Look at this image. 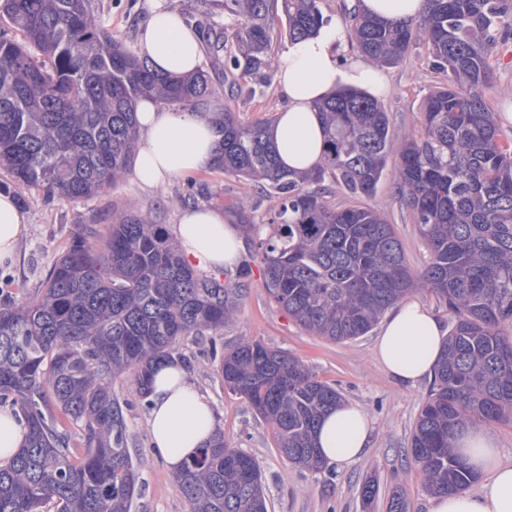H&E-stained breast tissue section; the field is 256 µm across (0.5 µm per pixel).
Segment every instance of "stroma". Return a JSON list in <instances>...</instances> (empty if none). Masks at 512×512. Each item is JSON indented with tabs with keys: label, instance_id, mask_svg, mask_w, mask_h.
<instances>
[{
	"label": "stroma",
	"instance_id": "obj_1",
	"mask_svg": "<svg viewBox=\"0 0 512 512\" xmlns=\"http://www.w3.org/2000/svg\"><path fill=\"white\" fill-rule=\"evenodd\" d=\"M92 6L104 29L127 46L136 45L139 29L149 16L150 0H92ZM496 37L494 80L484 95L494 109L502 135L512 139V120L506 117L512 108V20L499 26ZM211 61V54H204L202 66L212 71L214 101L231 106L245 122L274 117L281 103L274 81L238 75L229 82L222 69L212 68ZM384 74L388 88L379 93L378 101L389 117V158L394 161L404 135L420 127L424 99L446 78L432 69L421 45L414 46L398 65L385 68ZM193 181L208 189L207 205L223 209L230 223L260 227L259 233L243 236L242 258L249 262L250 274L243 276L235 269L217 274L228 287L242 289L232 319L216 338L187 336L178 349L195 382L216 407L226 443L256 459L268 512H388L389 498L396 489L404 495L407 512H430L431 496L425 489L424 476L408 451L430 380L406 387L389 376L373 353L377 332L336 343L310 335L297 325L269 298L256 258L258 237L269 232L265 222L273 199L253 183L211 167L197 173ZM187 183L179 179L158 190H145L126 177L89 200H49L36 189L23 192L19 199L27 216V231L20 243L18 261L0 267V298L16 302L35 298L74 231L82 225L106 230L113 211L135 208L168 232H175L180 211L191 204ZM366 203L384 209L408 264L422 270L429 258L426 243L410 212L395 199L390 182L381 181ZM246 341L262 342L303 361L319 379L336 387L344 403L365 410L374 430L371 444L357 464L313 473L288 463L277 446L273 426L258 416L243 396L225 387L210 358L211 343L229 350ZM112 393L123 410L132 460L140 467L141 484L130 512H190L172 472L150 450L148 406L137 397L130 376L113 377ZM369 478L375 480L377 494L367 504L362 487Z\"/></svg>",
	"mask_w": 512,
	"mask_h": 512
}]
</instances>
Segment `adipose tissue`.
<instances>
[{"label":"adipose tissue","mask_w":512,"mask_h":512,"mask_svg":"<svg viewBox=\"0 0 512 512\" xmlns=\"http://www.w3.org/2000/svg\"><path fill=\"white\" fill-rule=\"evenodd\" d=\"M348 30L332 18L316 33L291 41L275 63V84L283 104L270 131L271 145L286 167L300 173L320 161L325 140L318 104L345 88L370 93L386 89V78L361 56H348ZM136 53L161 74L190 75L202 64L199 33L179 10L156 0L141 28ZM216 107L200 104L178 112L154 98L137 105L139 144L129 173L146 189L165 187L176 178L210 166L222 136L211 120ZM26 232V215L15 195L0 192V265H14ZM177 237L185 259L195 268L217 271L240 260L241 239L222 210L191 206L183 210ZM442 322L415 298L400 301L387 315L374 346L384 369L413 386L432 376L443 347ZM150 444L170 470L195 455L218 427L216 410L180 361L161 363L148 395ZM372 421L360 407L340 405L320 421L316 445L325 466H351L363 455ZM456 451L484 484L479 492L443 494L430 512H512V463L499 456L494 433L470 428L456 439Z\"/></svg>","instance_id":"obj_1"}]
</instances>
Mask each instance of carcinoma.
Returning a JSON list of instances; mask_svg holds the SVG:
<instances>
[{"mask_svg": "<svg viewBox=\"0 0 512 512\" xmlns=\"http://www.w3.org/2000/svg\"><path fill=\"white\" fill-rule=\"evenodd\" d=\"M0 9L13 25L0 30V165L50 199L90 198L122 179L141 97L183 111L212 92L203 68L187 79L153 71L103 31L90 0H3ZM206 14L234 30L226 77H270L276 18L291 41L326 21L320 0H209ZM511 14L512 0H426L423 14L403 21L352 14L349 39L375 66L400 63L421 42L448 77L426 97L420 129L404 136L391 168L388 114L360 91L320 105L326 147L302 175L280 165L268 124L214 113L223 136L214 167L263 181L279 201L257 257L266 292L289 317L327 340H353L419 282L452 315L410 436L434 494L475 481L453 448L460 431L512 421V339L500 332L512 321V143L483 94L495 31ZM385 176L428 246L419 273L384 214L356 203ZM328 183L354 202L332 207ZM97 237L95 227L79 228L36 298L0 302V404L18 407L27 428L22 448L0 464V512H130L140 471L112 376L130 372L145 398L154 365L180 356L182 337L216 335L232 318L240 289L197 275L150 217L115 211L101 252ZM212 358L225 386L275 427L283 456L321 470L316 428L341 393L259 341L225 353L214 344ZM51 403L81 428L80 458L48 417ZM175 484L192 512H268L258 463L221 430L184 461Z\"/></svg>", "mask_w": 512, "mask_h": 512, "instance_id": "obj_1", "label": "carcinoma"}]
</instances>
